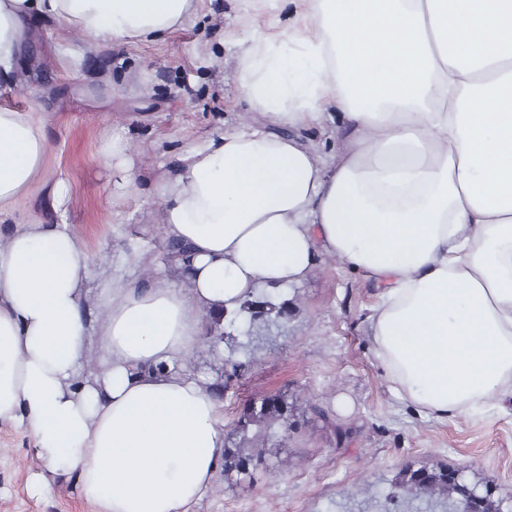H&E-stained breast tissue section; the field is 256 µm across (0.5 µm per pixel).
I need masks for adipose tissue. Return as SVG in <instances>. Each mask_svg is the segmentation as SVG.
I'll list each match as a JSON object with an SVG mask.
<instances>
[{"instance_id": "ef3b65f1", "label": "adipose tissue", "mask_w": 512, "mask_h": 512, "mask_svg": "<svg viewBox=\"0 0 512 512\" xmlns=\"http://www.w3.org/2000/svg\"><path fill=\"white\" fill-rule=\"evenodd\" d=\"M303 2L280 38L235 43L232 78L259 121L191 141L154 189L184 287L93 281L65 223L0 241V421L100 512H189L206 495L224 421L185 360L258 284H300L325 256L377 289L367 330L398 399L444 419L512 397V0ZM196 10L0 0V81L16 78L29 17L108 49L163 39ZM327 121L340 146L324 157L304 133ZM44 126L0 106V213L40 175Z\"/></svg>"}]
</instances>
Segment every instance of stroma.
<instances>
[{
	"label": "stroma",
	"mask_w": 512,
	"mask_h": 512,
	"mask_svg": "<svg viewBox=\"0 0 512 512\" xmlns=\"http://www.w3.org/2000/svg\"><path fill=\"white\" fill-rule=\"evenodd\" d=\"M242 14L239 0H198L196 17L164 40L99 51L81 31L29 18L18 78L0 85V105L42 113L50 150L37 185L0 214V235L31 220L63 221L80 236L94 278L117 266L143 280L158 275L167 242L153 184L186 143L256 118L229 73L201 59L207 46L232 56L246 30L282 29L275 14ZM116 133L139 174L123 189L102 152ZM59 179L67 184L61 201L52 192ZM257 293L287 301L282 327L247 347L238 326L222 324V349L201 342L187 365L214 377L225 361L239 364L223 398L226 447L239 441L243 409L268 395L288 399L297 425L266 444V468L249 477L219 472L190 512H335L349 499L366 507L410 464L458 470L512 512L511 400L440 421L396 398L367 336L375 292L334 258L300 285L263 284ZM33 448L22 427L0 422V512H98L73 473L46 474L50 493L33 495L45 474Z\"/></svg>",
	"instance_id": "stroma-1"
}]
</instances>
